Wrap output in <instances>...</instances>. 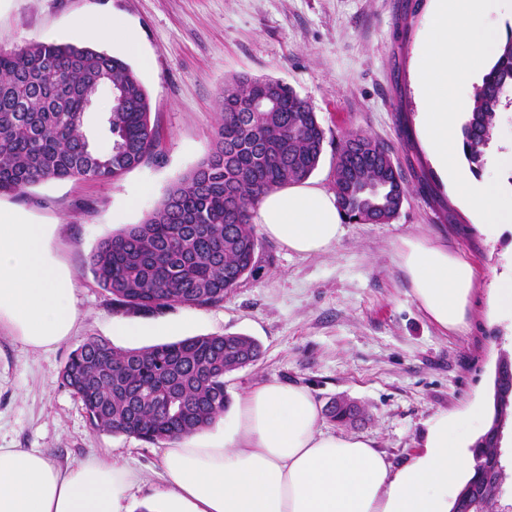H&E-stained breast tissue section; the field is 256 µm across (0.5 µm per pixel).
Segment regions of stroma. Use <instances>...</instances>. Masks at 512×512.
Segmentation results:
<instances>
[{"label": "stroma", "instance_id": "1", "mask_svg": "<svg viewBox=\"0 0 512 512\" xmlns=\"http://www.w3.org/2000/svg\"><path fill=\"white\" fill-rule=\"evenodd\" d=\"M431 8V0H0V49L69 41L71 21L86 13L134 29L140 54L128 63L149 95L160 138L158 158L118 181H53L0 195L1 207L54 225L55 255L76 288L74 337L65 345L35 351L0 325L1 448H40L64 467L107 451L143 477L131 500L161 489V445L93 429L60 373L87 337L124 348L112 323L130 315L112 307L88 257L101 239L139 223L204 158L224 87L242 76L281 81L309 102L325 131L312 178L326 189L334 187L336 146L348 133L388 148L404 176L402 207L386 224L346 223L340 242L316 257L263 238L257 269L222 305L146 316L152 333L137 347L209 334L252 337L262 355L225 375L229 399L276 378L307 387L323 405L354 400L364 420H328L325 428L373 438L396 468L419 452L432 417L491 405L496 364L512 356V339L492 309L512 230L489 234L424 148L413 63ZM406 238L441 244L471 264L461 330L442 331L413 296L396 260Z\"/></svg>", "mask_w": 512, "mask_h": 512}]
</instances>
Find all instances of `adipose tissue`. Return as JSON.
Returning a JSON list of instances; mask_svg holds the SVG:
<instances>
[{
	"instance_id": "1",
	"label": "adipose tissue",
	"mask_w": 512,
	"mask_h": 512,
	"mask_svg": "<svg viewBox=\"0 0 512 512\" xmlns=\"http://www.w3.org/2000/svg\"><path fill=\"white\" fill-rule=\"evenodd\" d=\"M75 39L112 38L138 51L134 30L101 18L73 20ZM334 193L310 182L263 193L255 221L289 251L311 257L343 237ZM52 225L0 208V323L17 341L50 350L72 338L74 284L52 256ZM412 292L430 320L459 330L473 287L460 255L425 239L397 251ZM489 415L478 407L427 424L422 451L393 468L374 440L322 430L321 406L305 387L271 378L241 396L223 434L168 441L163 488L144 512H449L471 472L468 447ZM139 472L104 453L60 468L41 450L0 448V512H131Z\"/></svg>"
}]
</instances>
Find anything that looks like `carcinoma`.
I'll return each instance as SVG.
<instances>
[{
	"label": "carcinoma",
	"mask_w": 512,
	"mask_h": 512,
	"mask_svg": "<svg viewBox=\"0 0 512 512\" xmlns=\"http://www.w3.org/2000/svg\"><path fill=\"white\" fill-rule=\"evenodd\" d=\"M112 92L102 134L105 151L84 131L85 97ZM512 28L498 58L476 88L462 127L470 169L479 173L497 112L512 102ZM275 96L267 112L246 105ZM149 96L124 60L90 44L38 43L0 50V194H24L50 181H116L159 154ZM325 132L306 100L273 79L240 78L224 89L207 156L167 190L138 224L102 239L89 256L98 286L112 306L155 315L175 305L212 307L249 275L261 243L253 224L259 196L308 178L317 168ZM339 207L356 223H387L404 199L401 170L388 149L350 135L333 168ZM259 343L240 334L188 337L140 349H117L89 336L65 363L62 383L85 407L91 425L150 442H166L209 427L229 397L224 376L253 364ZM496 367L494 415L474 448V475L451 512H500L508 478L501 440L512 424V381ZM360 406L332 400L330 420L362 419Z\"/></svg>",
	"instance_id": "1"
}]
</instances>
